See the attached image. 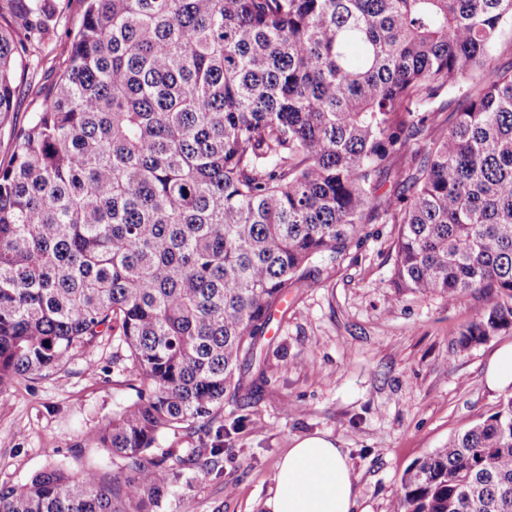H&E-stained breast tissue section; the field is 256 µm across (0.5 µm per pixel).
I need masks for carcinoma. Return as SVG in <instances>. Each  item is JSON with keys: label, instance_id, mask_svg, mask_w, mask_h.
<instances>
[{"label": "carcinoma", "instance_id": "cac0c4a2", "mask_svg": "<svg viewBox=\"0 0 512 512\" xmlns=\"http://www.w3.org/2000/svg\"><path fill=\"white\" fill-rule=\"evenodd\" d=\"M16 2L0 127L28 46L61 69L0 163V388L110 336L135 398L95 437L112 473L49 465L0 483V512H160L214 472L276 307L367 224L397 225V292L495 299L462 345L512 334V0H86L64 37L61 0ZM168 429L198 447L157 451ZM391 508L512 512V394Z\"/></svg>", "mask_w": 512, "mask_h": 512}]
</instances>
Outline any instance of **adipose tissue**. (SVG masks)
<instances>
[{"label":"adipose tissue","mask_w":512,"mask_h":512,"mask_svg":"<svg viewBox=\"0 0 512 512\" xmlns=\"http://www.w3.org/2000/svg\"><path fill=\"white\" fill-rule=\"evenodd\" d=\"M347 454L325 436H307L278 462L264 512H355Z\"/></svg>","instance_id":"1"}]
</instances>
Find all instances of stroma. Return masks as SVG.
<instances>
[{
    "label": "stroma",
    "instance_id": "stroma-1",
    "mask_svg": "<svg viewBox=\"0 0 512 512\" xmlns=\"http://www.w3.org/2000/svg\"><path fill=\"white\" fill-rule=\"evenodd\" d=\"M53 46H39L17 90L9 123L24 126L57 75ZM309 287L289 289L261 339L264 373L252 393L227 397L224 418L246 421L224 442L221 472L180 484L195 512H262L279 460L295 438L326 435L347 453L361 512H390L404 472L486 417L500 392L485 372L504 334L471 347L460 333L490 301L455 303L391 288L393 224L368 225ZM135 396L112 365V339L78 350L49 377L17 378L0 391V483L20 485L48 464L112 469L94 438ZM295 412L285 413V400Z\"/></svg>",
    "mask_w": 512,
    "mask_h": 512
}]
</instances>
